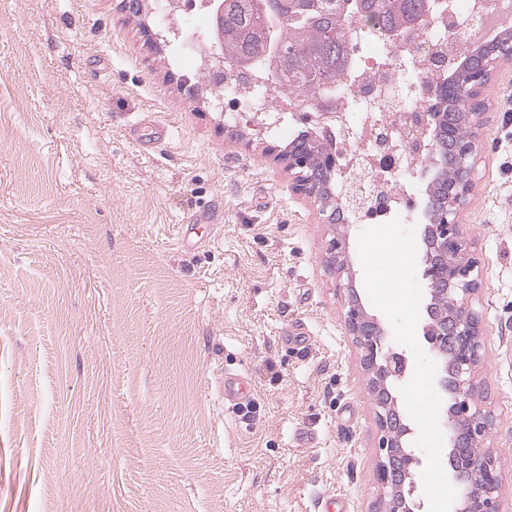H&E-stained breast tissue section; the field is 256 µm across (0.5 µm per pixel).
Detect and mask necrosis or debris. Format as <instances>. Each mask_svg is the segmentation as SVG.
Masks as SVG:
<instances>
[{
  "label": "necrosis or debris",
  "mask_w": 512,
  "mask_h": 512,
  "mask_svg": "<svg viewBox=\"0 0 512 512\" xmlns=\"http://www.w3.org/2000/svg\"><path fill=\"white\" fill-rule=\"evenodd\" d=\"M509 14L512 0H452L449 12L427 16L422 38L405 43L368 29L360 14H351L353 56L336 87L315 98L290 94L257 66L247 79L225 80L229 117L279 116L275 131L285 136L296 128L298 114L313 113L323 137L341 143V166L366 173L370 188L393 196L411 193L408 175L427 155L421 120L432 102V84L454 67L458 44L481 46L500 33L499 19Z\"/></svg>",
  "instance_id": "1"
}]
</instances>
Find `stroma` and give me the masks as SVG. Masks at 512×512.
<instances>
[{
	"label": "stroma",
	"instance_id": "35a3bbf8",
	"mask_svg": "<svg viewBox=\"0 0 512 512\" xmlns=\"http://www.w3.org/2000/svg\"><path fill=\"white\" fill-rule=\"evenodd\" d=\"M155 6L0 0V512H316L327 495L379 512L353 291L408 359L406 441L454 512L421 207L354 226L340 277L288 138L229 123L223 92L155 42ZM478 99L458 222L481 279L483 446L512 512V59ZM228 371L251 382L248 420L224 405Z\"/></svg>",
	"mask_w": 512,
	"mask_h": 512
}]
</instances>
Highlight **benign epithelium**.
I'll use <instances>...</instances> for the list:
<instances>
[{
	"mask_svg": "<svg viewBox=\"0 0 512 512\" xmlns=\"http://www.w3.org/2000/svg\"><path fill=\"white\" fill-rule=\"evenodd\" d=\"M204 67L224 80V56L220 42L211 45ZM474 143H456L448 152L424 166L421 179L426 181L422 203L425 217L431 223L424 227L426 251L422 276L429 282L430 299L425 305L428 318L423 327L430 350L445 359L437 384L451 395L448 408L450 479L455 485L470 489L460 512H501L500 477L494 460L479 448L492 430V420L474 400V372L481 360V317L472 301L481 288L478 265L457 259L466 253L470 243L463 237L457 217L472 187ZM294 172L295 188L320 202V211L330 224L349 227L362 216L385 207L382 198L367 196L345 177H336V155L322 147L308 159L281 152ZM453 170V182L443 210L433 213L432 190L438 171L446 166ZM330 259L336 270H348L345 239L331 241ZM451 298L453 310L442 307ZM351 335L365 352L370 371L369 383L375 395L379 421V460L377 480L383 490L380 512H429L430 505L423 492V470L415 454L405 448L402 438L411 428L404 423L396 397L391 389L406 376L407 361L403 354L385 344V331L377 316L369 313L360 297L352 295L346 315Z\"/></svg>",
	"mask_w": 512,
	"mask_h": 512,
	"instance_id": "obj_1",
	"label": "benign epithelium"
}]
</instances>
